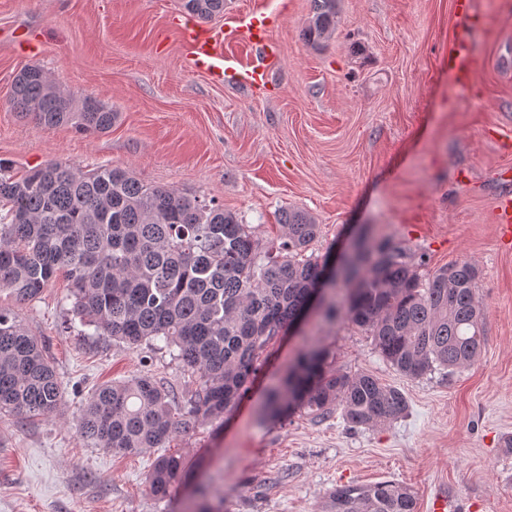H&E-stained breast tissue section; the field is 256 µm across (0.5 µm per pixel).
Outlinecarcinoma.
I'll use <instances>...</instances> for the list:
<instances>
[{
	"label": "carcinoma",
	"instance_id": "1",
	"mask_svg": "<svg viewBox=\"0 0 512 512\" xmlns=\"http://www.w3.org/2000/svg\"><path fill=\"white\" fill-rule=\"evenodd\" d=\"M338 0H313L303 29L319 46L336 30ZM200 19L224 12V0H183ZM12 105L39 127L72 123L106 133L117 113L100 101L51 82L38 66L12 82ZM276 253L224 207L174 189L142 183L119 167L86 172L49 161L17 176L0 162V288L19 303L36 299L53 278L70 282L73 310L130 348L161 341L196 376L175 396L143 374L98 387L78 418L96 448L136 454L167 448L182 431L223 421L250 388L267 349L296 325L310 292L323 282L329 256L306 255L319 225L284 209ZM478 271L461 261L422 275L389 241L358 248L343 283V301L325 315L365 329L379 355L402 375L422 378L470 366L484 345ZM324 348L300 351L266 396L273 419L296 412L374 428L401 418L404 394L370 374H344ZM63 389L52 362L15 314L0 310V413L34 419L57 411ZM193 467L182 452L159 456L148 494L171 496ZM416 495L392 480L338 486L326 512H416Z\"/></svg>",
	"mask_w": 512,
	"mask_h": 512
}]
</instances>
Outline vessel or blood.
I'll list each match as a JSON object with an SVG mask.
<instances>
[{
	"mask_svg": "<svg viewBox=\"0 0 512 512\" xmlns=\"http://www.w3.org/2000/svg\"><path fill=\"white\" fill-rule=\"evenodd\" d=\"M247 43L256 53V63L239 70L226 71L224 56L218 50L219 38L215 30L187 27L186 38L191 47L192 64L195 69L210 74L214 79L233 75L236 82L250 89L268 87L272 81L271 62L275 48L269 37L268 19L263 15L252 16L246 25ZM441 65L452 73L459 84H468L480 61L466 42L450 41L441 57ZM496 222L503 245L512 244V196L503 195L496 205Z\"/></svg>",
	"mask_w": 512,
	"mask_h": 512,
	"instance_id": "b4317fda",
	"label": "vessel or blood"
}]
</instances>
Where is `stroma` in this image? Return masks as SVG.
<instances>
[{
	"label": "stroma",
	"mask_w": 512,
	"mask_h": 512,
	"mask_svg": "<svg viewBox=\"0 0 512 512\" xmlns=\"http://www.w3.org/2000/svg\"><path fill=\"white\" fill-rule=\"evenodd\" d=\"M486 26L469 40L482 64L468 87L440 57L462 31L452 0H339L335 33L314 47L302 30L311 0H225L212 19L224 55L251 64L239 21L277 15L275 83L254 92L193 69L181 0H0V160L20 173L51 160L80 170L110 165L145 184L212 200L278 242V213L298 208L320 226L309 251L339 255L358 234L388 239L421 272L468 261L479 270L485 343L451 375L413 379L382 359L371 337L314 310L269 347L248 394L223 424L179 434L200 457L172 496L147 494L161 451L95 448L77 417L99 386L149 374L175 394L192 385L172 352L131 349L83 326L69 283L32 302L0 289L46 349L62 383L56 413L27 422L0 414V512H325L328 492L393 480L417 512L447 492L456 512H512V248L497 240L499 174L512 169L497 133L512 131V0H473ZM41 67L76 97L104 103L111 130L38 127L10 103L15 75ZM307 346L338 370L368 373L408 401L393 423L351 429L340 413L262 417L268 386Z\"/></svg>",
	"instance_id": "stroma-1"
}]
</instances>
